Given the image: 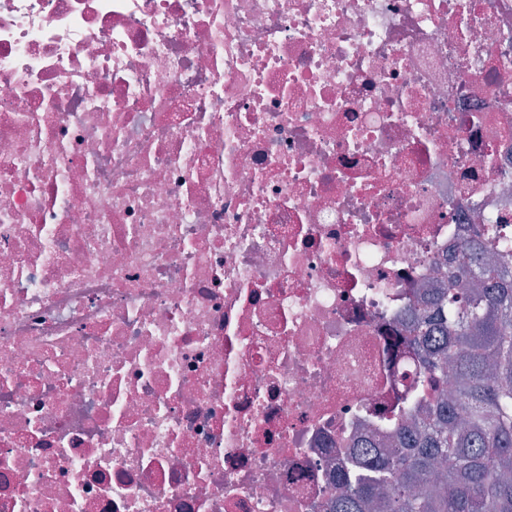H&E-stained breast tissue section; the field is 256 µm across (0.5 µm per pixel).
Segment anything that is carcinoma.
<instances>
[{
	"label": "carcinoma",
	"instance_id": "1",
	"mask_svg": "<svg viewBox=\"0 0 512 512\" xmlns=\"http://www.w3.org/2000/svg\"><path fill=\"white\" fill-rule=\"evenodd\" d=\"M481 238L478 249L460 246L448 287L400 338L418 372L399 410V448L339 476L322 512H512V234L483 224Z\"/></svg>",
	"mask_w": 512,
	"mask_h": 512
}]
</instances>
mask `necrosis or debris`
I'll return each mask as SVG.
<instances>
[{"label":"necrosis or debris","mask_w":512,"mask_h":512,"mask_svg":"<svg viewBox=\"0 0 512 512\" xmlns=\"http://www.w3.org/2000/svg\"><path fill=\"white\" fill-rule=\"evenodd\" d=\"M478 214L512 0H0V512H320Z\"/></svg>","instance_id":"4bbe7bcc"}]
</instances>
